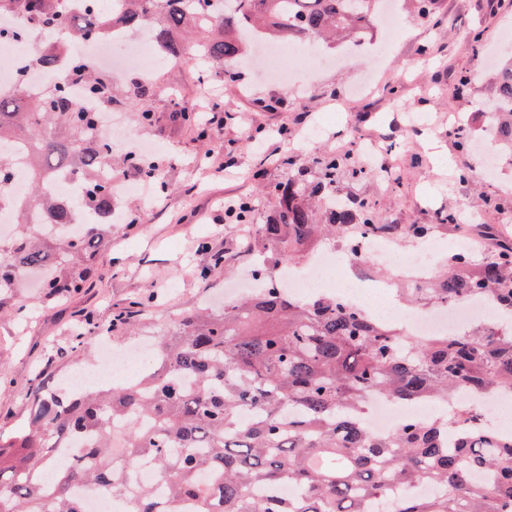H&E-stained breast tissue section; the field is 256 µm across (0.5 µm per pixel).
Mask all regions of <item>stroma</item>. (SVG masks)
<instances>
[{"label": "stroma", "instance_id": "1", "mask_svg": "<svg viewBox=\"0 0 512 512\" xmlns=\"http://www.w3.org/2000/svg\"><path fill=\"white\" fill-rule=\"evenodd\" d=\"M406 27L388 53H380L382 30L360 44H317L318 58L302 67L287 63L286 79L268 82L260 69L240 71L237 80L215 77L203 87L199 66H166L150 61L141 73L127 74L122 86H151L149 96L128 106L124 118L136 151L152 141L167 190L146 184L144 194L114 193L113 205L126 221L112 227L109 249L99 271L84 290L64 301L39 305L24 321L0 316V432L9 433L27 419L34 379L62 390L75 364H91L93 347L82 356L70 349L73 331L84 320L106 324L115 308L141 299L146 303L135 329L114 328L107 341L120 350L155 335L177 314L199 307L224 308V282L245 272L250 254L264 249L252 235L248 251L234 244L237 228L218 223L226 197L253 198V224L274 218L268 191L292 174L289 161L302 154L310 134L317 153L360 145L377 138L401 151L389 171L400 182L352 178L339 174L335 192L379 206V220L399 225L398 248L415 247L411 230L431 227L432 239L461 242L473 266L494 255L500 239L512 241V222L492 206L496 197L512 196V147L497 145L499 171L481 176V161L460 150L459 138L477 142L489 134L485 101L496 90L494 71L485 69L487 54L512 58V0H438L430 17H420L412 0H396ZM479 74L483 89L462 92L460 76ZM216 107L224 128L203 132L197 113ZM153 123L133 130L137 111ZM230 157L231 167L215 172L209 153ZM474 176L461 181V168ZM224 256L221 267L211 257Z\"/></svg>", "mask_w": 512, "mask_h": 512}]
</instances>
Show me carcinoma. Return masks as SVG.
<instances>
[{
	"instance_id": "1",
	"label": "carcinoma",
	"mask_w": 512,
	"mask_h": 512,
	"mask_svg": "<svg viewBox=\"0 0 512 512\" xmlns=\"http://www.w3.org/2000/svg\"><path fill=\"white\" fill-rule=\"evenodd\" d=\"M0 0V12L36 19L49 32L68 31L75 42L99 41L110 26L145 28L170 56L198 53L219 72L231 71L256 31L267 37L361 41L373 32L380 0H122L121 15L101 0ZM29 62L58 78L33 97L0 96V212L13 217L14 234L0 239V315L18 316L26 303L14 288L27 271L45 273L43 299L83 290L112 237L110 174L133 171L166 189L161 168L138 155H120L95 135L98 113L83 107L71 86L112 103L116 92L102 71L55 44ZM498 138L512 143V61L497 72L494 107ZM22 142L27 193L10 185L15 159L3 146ZM274 187L278 212L259 234L276 247L257 268L270 284L220 314L187 312L158 336L157 367L124 387L61 397L36 389L28 424L0 436V512H86L80 485H107L133 500L132 512H512V438L503 442L484 424L448 446V428L430 420L405 422L392 435L366 430L361 410L373 394L409 403L448 401L464 388L486 394L512 391V331L486 327L463 335L406 336L334 297L297 301L271 269L322 233L360 231L396 235L377 222L376 204L334 198L339 172L373 169L347 149L313 160ZM66 176L78 187L59 199L46 187ZM77 224L75 235L43 233L32 223ZM415 295L445 303L489 295L512 313V243L478 268L461 251L449 268ZM95 324L74 336L110 333ZM243 410L252 412L247 424ZM124 423L120 445L112 426ZM88 437L83 454L66 463L54 449ZM149 461L165 486L160 502L147 487H131V474ZM485 471L489 481L471 476ZM281 483L291 499L255 493ZM433 484V497L392 489Z\"/></svg>"
}]
</instances>
